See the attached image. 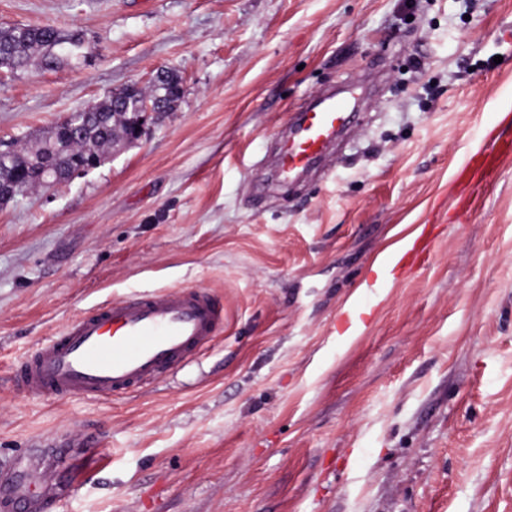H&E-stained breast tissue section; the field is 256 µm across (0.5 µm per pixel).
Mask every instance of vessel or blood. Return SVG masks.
<instances>
[{"label": "vessel or blood", "mask_w": 512, "mask_h": 512, "mask_svg": "<svg viewBox=\"0 0 512 512\" xmlns=\"http://www.w3.org/2000/svg\"><path fill=\"white\" fill-rule=\"evenodd\" d=\"M350 102L333 93L299 112L282 133L275 161L281 181L314 167L349 127ZM512 157V139L487 134L457 174L458 209L467 212L480 186ZM222 308L202 289L170 286L134 294L71 321L17 368L31 394L65 398L124 395L152 386L191 360L216 336Z\"/></svg>", "instance_id": "obj_1"}]
</instances>
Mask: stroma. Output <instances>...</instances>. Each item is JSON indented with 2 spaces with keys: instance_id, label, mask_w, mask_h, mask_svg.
I'll use <instances>...</instances> for the list:
<instances>
[{
  "instance_id": "1",
  "label": "stroma",
  "mask_w": 512,
  "mask_h": 512,
  "mask_svg": "<svg viewBox=\"0 0 512 512\" xmlns=\"http://www.w3.org/2000/svg\"><path fill=\"white\" fill-rule=\"evenodd\" d=\"M413 2L0 0V27L87 52L0 73V147L160 69L184 89L0 206V465L33 512H512V158L454 200L486 133L512 138V0ZM346 84L359 120L325 168L268 183L293 114ZM422 228L433 252L379 278ZM169 286L224 308L199 358L112 398L18 389L72 320Z\"/></svg>"
}]
</instances>
